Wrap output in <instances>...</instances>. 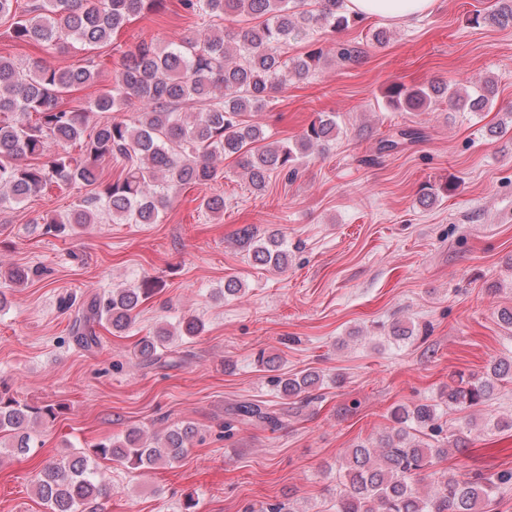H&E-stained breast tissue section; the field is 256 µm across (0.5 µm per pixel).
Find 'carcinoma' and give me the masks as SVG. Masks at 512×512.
I'll use <instances>...</instances> for the list:
<instances>
[{"instance_id":"carcinoma-1","label":"carcinoma","mask_w":512,"mask_h":512,"mask_svg":"<svg viewBox=\"0 0 512 512\" xmlns=\"http://www.w3.org/2000/svg\"><path fill=\"white\" fill-rule=\"evenodd\" d=\"M347 0H181L185 12L208 19L214 26L205 37L188 28L164 46L142 40L129 50L112 86L80 105L64 96L96 83L97 64L56 69L32 61L19 64L0 55V209L17 206L52 186L82 184L90 191L64 213L43 219L42 234L66 236L103 216L114 224H157L177 191L207 185L218 178L217 157L235 158L251 188L266 191L274 174L288 180L300 162L316 148L336 140L333 115L313 120L294 144L268 141L259 124L245 120L271 104V93L318 69L322 49L286 58L281 47L289 38L307 33H334L363 22L351 13ZM165 0H0V21H11L10 37L19 45L65 47L62 36L87 46L112 40L131 20L160 13ZM239 24L228 32L215 21ZM475 23L512 25V0H496ZM490 82L475 95H462L445 82L408 88L393 84L386 104L395 111L424 112L440 101L481 112L489 103ZM189 103L198 111L187 112ZM93 133L85 135L88 128ZM424 137L407 126L396 138L380 141L387 152ZM76 144L73 155L65 146ZM64 151H58V148ZM122 163L119 177L103 182L99 166ZM236 245L254 264L285 269L288 246L281 232L259 233L242 228ZM148 288H114L93 296L75 321L79 346L98 345L93 328L106 322L113 330L129 327L147 298ZM203 323L184 317L174 328L158 327L139 345V358L159 361L171 337L198 336ZM259 361L272 373L269 382L286 399H313L321 376L315 371L276 374L279 357ZM512 380V358L490 362L482 374L451 379L437 400L411 407L398 405L390 413L392 426L374 444L348 449L340 467L343 488L336 512H491L501 486L512 483V470L486 476L441 475L427 488L418 481L430 476L434 462L448 449L430 442L442 432L443 409L463 411L490 400L501 383ZM63 407L20 400L0 389V446L9 456H25L36 447L37 427L54 421ZM242 421H258L275 429L280 418L267 408L241 403L235 412ZM198 436L191 423L167 426L152 437L130 429L87 451H78L47 466L34 483L35 496L47 512H98V499L107 488L98 471L100 460H117L131 470H149L181 460Z\"/></svg>"}]
</instances>
